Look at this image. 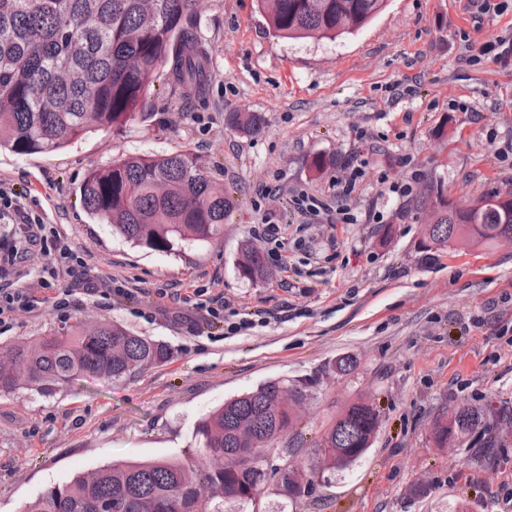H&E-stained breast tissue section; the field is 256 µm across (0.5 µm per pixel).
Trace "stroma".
Returning a JSON list of instances; mask_svg holds the SVG:
<instances>
[{"label": "stroma", "mask_w": 512, "mask_h": 512, "mask_svg": "<svg viewBox=\"0 0 512 512\" xmlns=\"http://www.w3.org/2000/svg\"><path fill=\"white\" fill-rule=\"evenodd\" d=\"M388 0L355 34L272 36L257 0H198V32L212 56L198 98L158 71L152 117L86 135L49 154L0 150V181L31 191L76 256L52 279L26 264L19 287L34 312L0 327V345L50 337L81 322L115 320L166 343L168 360L120 383L83 380L44 396L0 394V512H24L47 488L115 461L182 458L199 421L269 381L303 390L299 436L279 439L308 463L336 414L363 397L379 428L349 468L289 500L268 486L261 512H512V239L492 247H423L432 221L420 200L443 186L463 208L512 189V0ZM250 112L238 128L229 116ZM191 152L231 194L223 237L155 251L127 242L83 209L86 175L129 155ZM321 158L322 169L312 161ZM355 176L341 196L339 180ZM332 207L315 218L295 199ZM354 216L337 220L336 208ZM278 225L268 234L266 225ZM269 276L240 278L245 244ZM93 277L102 293L60 289ZM223 295V318L197 304ZM357 361L333 370L341 356ZM484 411L500 435L494 462L475 464L431 438L436 416ZM425 485L429 495H414Z\"/></svg>", "instance_id": "stroma-1"}]
</instances>
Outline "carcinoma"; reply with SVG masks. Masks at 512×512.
Returning a JSON list of instances; mask_svg holds the SVG:
<instances>
[{"mask_svg": "<svg viewBox=\"0 0 512 512\" xmlns=\"http://www.w3.org/2000/svg\"><path fill=\"white\" fill-rule=\"evenodd\" d=\"M279 38H337L353 34L387 0H259ZM197 0H0V148L31 155L57 151L95 130L148 119L146 95L157 70L169 84L207 92L209 52L192 18ZM81 204L112 231L152 250L168 252L222 234L233 206L187 151L131 156L88 173ZM425 247L458 242L492 246L512 238V190L459 209L438 193ZM241 278L267 274L260 247L246 245ZM166 344L130 332L114 320L75 326L62 336L0 346V393L32 387L43 395L78 380L123 382L158 365ZM302 389L268 382L224 402L199 422L201 463L181 460L112 463L46 489L26 512H224L243 507L272 478L289 499L313 486L317 474L349 468L371 447L378 413L363 398L329 422L317 442L320 460L279 469L271 443L295 435L294 405ZM432 439H453L477 463L494 460L495 437L484 415L458 407L436 418ZM248 456V466L238 458Z\"/></svg>", "mask_w": 512, "mask_h": 512, "instance_id": "obj_1", "label": "carcinoma"}]
</instances>
